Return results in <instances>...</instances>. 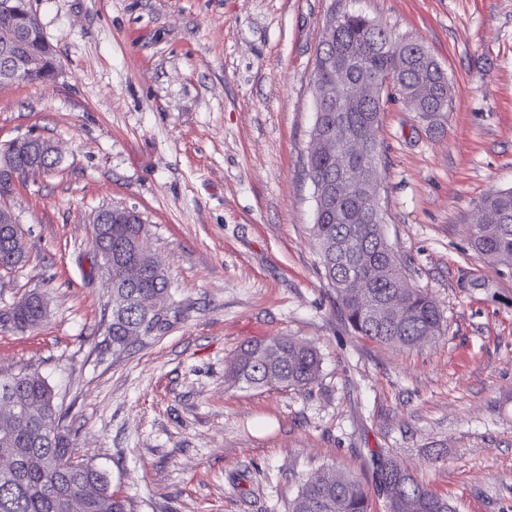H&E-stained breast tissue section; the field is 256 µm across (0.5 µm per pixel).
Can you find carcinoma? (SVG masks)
<instances>
[{"mask_svg":"<svg viewBox=\"0 0 512 512\" xmlns=\"http://www.w3.org/2000/svg\"><path fill=\"white\" fill-rule=\"evenodd\" d=\"M9 1L0 9V54L20 46L23 54L40 60L31 80H49L55 73V53L39 23L30 17L33 0ZM332 68L316 75L326 103L316 110L310 131L309 176L316 202L311 234L318 249L321 275L336 294V303L349 326L380 344L413 348L440 335L443 316L428 292L399 288L403 263L383 233L382 211L366 203L379 178L381 145L379 114L387 86L370 99L336 102L331 87L336 72L348 84L381 80L393 75L395 93L433 129L443 125L452 105L448 74L419 40L393 35L381 23L346 12L336 38L323 47ZM354 137L358 151L342 162L339 149ZM480 209L496 220L471 226L470 243L479 255L512 268V188L490 192ZM146 237V225L116 207L112 214V311L106 326V345L116 354L130 347V336L147 338L165 331L177 306L170 293L164 264L154 253L128 248ZM16 252L25 258V242L0 227V254ZM142 268L140 279L128 284L122 271ZM46 314L42 293L26 295L0 314L10 327L25 332L37 327ZM316 348L287 336L251 340L224 367V381L246 388H304L319 376ZM9 389L17 412L0 414V453L27 460L39 459L20 475L0 469V512H70V497H79V512H139L137 504L112 489L106 471L76 456L72 432L55 402L52 387L37 371L0 379ZM374 493L384 498L387 512H456L448 500L420 483L408 467L391 455L375 461ZM371 493L354 474L327 469L305 482L289 512H370Z\"/></svg>","mask_w":512,"mask_h":512,"instance_id":"1","label":"carcinoma"}]
</instances>
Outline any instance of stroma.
I'll return each mask as SVG.
<instances>
[{"label":"stroma","instance_id":"obj_1","mask_svg":"<svg viewBox=\"0 0 512 512\" xmlns=\"http://www.w3.org/2000/svg\"><path fill=\"white\" fill-rule=\"evenodd\" d=\"M54 80L0 88V142L54 141L58 167L7 207L27 258L0 270V311L30 291L47 316L0 327V378L54 387L79 455L140 512H288L325 468L372 486L391 453L459 512H512V270L474 253L482 199L512 187V0H35ZM418 38L453 107L430 129L380 114V205L410 287L444 316L398 350L354 334L320 277L312 78L334 9ZM138 211L182 313L117 355L92 220ZM288 336L321 358L305 389L224 380L242 344Z\"/></svg>","mask_w":512,"mask_h":512}]
</instances>
